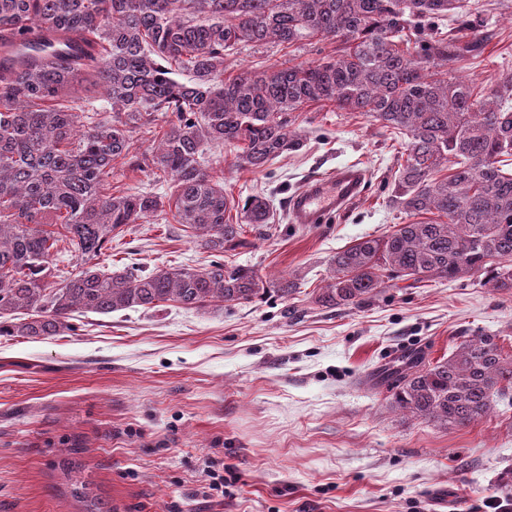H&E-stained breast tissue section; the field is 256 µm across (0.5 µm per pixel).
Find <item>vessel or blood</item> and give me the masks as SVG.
<instances>
[{"label": "vessel or blood", "mask_w": 512, "mask_h": 512, "mask_svg": "<svg viewBox=\"0 0 512 512\" xmlns=\"http://www.w3.org/2000/svg\"><path fill=\"white\" fill-rule=\"evenodd\" d=\"M366 180L365 169L355 164L310 179L289 200L293 223L317 224L327 216L344 211L361 197Z\"/></svg>", "instance_id": "vessel-or-blood-1"}]
</instances>
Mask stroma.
Instances as JSON below:
<instances>
[{"label":"stroma","mask_w":512,"mask_h":512,"mask_svg":"<svg viewBox=\"0 0 512 512\" xmlns=\"http://www.w3.org/2000/svg\"><path fill=\"white\" fill-rule=\"evenodd\" d=\"M482 2L493 37L457 73L486 87L512 73V8ZM335 49L246 47L224 73ZM294 128L302 147L263 171L238 168L233 146L218 158L230 197L261 194L273 210L269 234L246 231L235 263L294 280V299L166 302L77 314L46 340L0 336V512H81L58 467L70 448L115 512H486L496 475L512 468V409L444 428L392 409L378 375L417 348L439 359L482 334L511 351L512 295L465 276L386 288L360 308L316 304L337 251L407 223L389 203L401 142L328 103L297 111ZM350 163L368 172L361 198L323 223H291V196ZM212 259L192 233L154 219L126 227L96 263L148 273ZM213 460L239 481L209 498Z\"/></svg>","instance_id":"obj_1"}]
</instances>
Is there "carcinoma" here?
Returning a JSON list of instances; mask_svg holds the SVG:
<instances>
[{"label": "carcinoma", "instance_id": "carcinoma-1", "mask_svg": "<svg viewBox=\"0 0 512 512\" xmlns=\"http://www.w3.org/2000/svg\"><path fill=\"white\" fill-rule=\"evenodd\" d=\"M482 4L464 0H0V336L45 340L74 314H111L176 302L187 308L240 304L270 294L293 298L296 283L264 279L222 260L110 272L88 266L51 286L53 253L65 243L84 261L131 224L172 217L222 256L244 244L228 213L224 172L205 157L240 147L237 164L261 171L302 146L293 113L312 102L363 112L403 135L406 158L390 202L409 216L332 258L333 275L315 303L360 306L397 282L456 280L512 293V73L478 89L455 74L459 59L490 35L452 31L421 37L417 24L446 19L477 29ZM37 29L36 45L16 48ZM332 42L336 55L313 62L246 68L224 78V57L269 42ZM108 109L81 120L84 94ZM168 116L158 144L134 152L132 134ZM166 196L112 191L127 158ZM244 223L269 229L270 204L250 197ZM58 224L60 230L47 227ZM390 405L415 419L466 426L494 399L512 406V354L496 337L462 341L436 361L421 350L383 372ZM73 495L89 512H112L89 490L81 464L64 459Z\"/></svg>", "mask_w": 512, "mask_h": 512}]
</instances>
